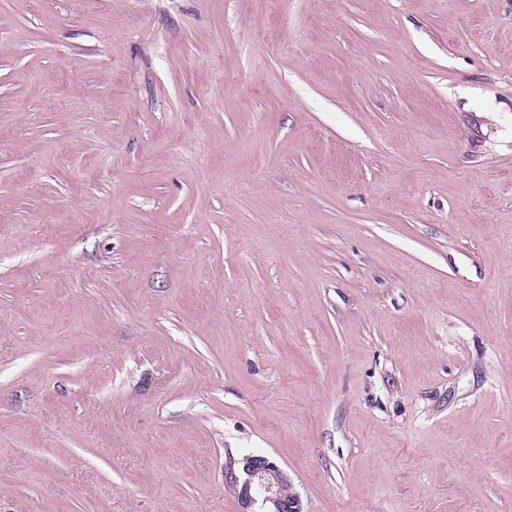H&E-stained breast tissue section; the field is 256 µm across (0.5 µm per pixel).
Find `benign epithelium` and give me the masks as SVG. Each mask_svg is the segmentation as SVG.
I'll list each match as a JSON object with an SVG mask.
<instances>
[{"instance_id":"1","label":"benign epithelium","mask_w":512,"mask_h":512,"mask_svg":"<svg viewBox=\"0 0 512 512\" xmlns=\"http://www.w3.org/2000/svg\"><path fill=\"white\" fill-rule=\"evenodd\" d=\"M224 484L235 494L240 512H302L288 475L268 457L229 458Z\"/></svg>"}]
</instances>
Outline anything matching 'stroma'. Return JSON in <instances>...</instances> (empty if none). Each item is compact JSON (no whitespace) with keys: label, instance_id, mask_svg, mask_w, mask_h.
I'll return each mask as SVG.
<instances>
[{"label":"stroma","instance_id":"obj_1","mask_svg":"<svg viewBox=\"0 0 512 512\" xmlns=\"http://www.w3.org/2000/svg\"><path fill=\"white\" fill-rule=\"evenodd\" d=\"M512 512V0H0V512ZM224 484L235 494L239 512H302L287 474L268 457H229L224 463Z\"/></svg>","mask_w":512,"mask_h":512}]
</instances>
